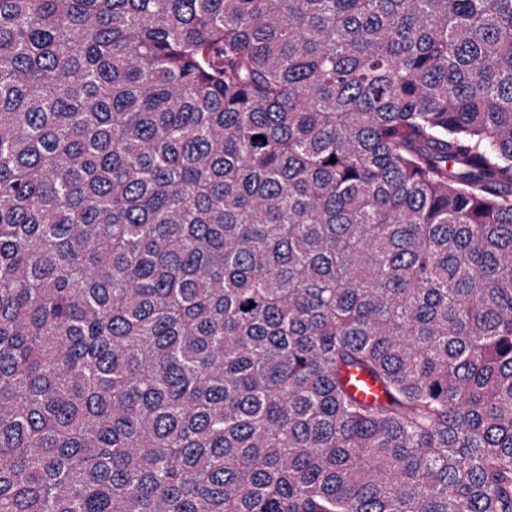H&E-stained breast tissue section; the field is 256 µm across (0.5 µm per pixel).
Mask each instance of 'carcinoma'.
Instances as JSON below:
<instances>
[{
  "instance_id": "cac0c4a2",
  "label": "carcinoma",
  "mask_w": 512,
  "mask_h": 512,
  "mask_svg": "<svg viewBox=\"0 0 512 512\" xmlns=\"http://www.w3.org/2000/svg\"><path fill=\"white\" fill-rule=\"evenodd\" d=\"M0 512H512V0H0Z\"/></svg>"
}]
</instances>
